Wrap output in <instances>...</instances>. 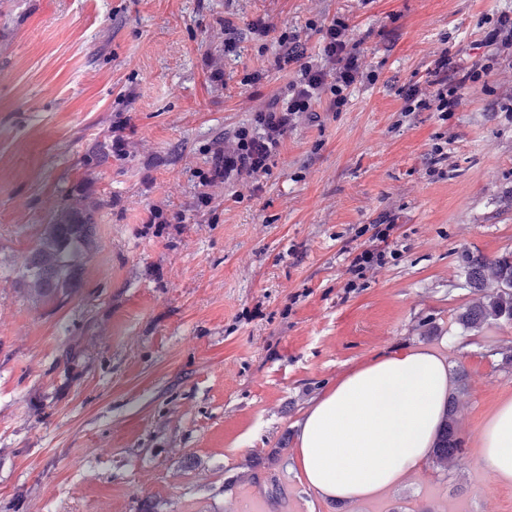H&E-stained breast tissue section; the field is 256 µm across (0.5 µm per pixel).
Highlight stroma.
<instances>
[{
	"mask_svg": "<svg viewBox=\"0 0 512 512\" xmlns=\"http://www.w3.org/2000/svg\"><path fill=\"white\" fill-rule=\"evenodd\" d=\"M511 8L0 0V512H246L254 499L267 512H512V484L477 460L483 426L512 399L497 354L512 325L455 321L475 299L469 258L512 254V55L447 119L401 115L403 88L440 53L481 62V18ZM336 16L370 81L343 111L317 103L268 174L201 187L216 149L295 75L250 23L299 33L314 58V25ZM228 17L240 28L230 54ZM116 132L127 156L99 164L93 146ZM77 194L98 204L97 247L67 298L31 305L26 254ZM155 208L172 223H150ZM388 216L391 258L345 291L349 250ZM421 348L466 371L463 454L371 500L316 495L298 421L349 371Z\"/></svg>",
	"mask_w": 512,
	"mask_h": 512,
	"instance_id": "1",
	"label": "stroma"
}]
</instances>
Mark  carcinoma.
I'll list each match as a JSON object with an SVG mask.
<instances>
[{
  "instance_id": "carcinoma-1",
  "label": "carcinoma",
  "mask_w": 512,
  "mask_h": 512,
  "mask_svg": "<svg viewBox=\"0 0 512 512\" xmlns=\"http://www.w3.org/2000/svg\"><path fill=\"white\" fill-rule=\"evenodd\" d=\"M95 207L62 206L55 211L44 232L28 251L22 277L32 303L69 296L79 282L84 264L95 247ZM467 282L476 301L456 316L462 329L479 330L486 325L512 324V254L494 259L468 260ZM496 285L493 294L485 293ZM456 393L448 396L436 436L432 461L442 470L463 452L457 432V397L467 391V375L459 369L455 376Z\"/></svg>"
}]
</instances>
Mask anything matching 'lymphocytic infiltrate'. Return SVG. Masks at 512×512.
<instances>
[{"label": "lymphocytic infiltrate", "mask_w": 512, "mask_h": 512, "mask_svg": "<svg viewBox=\"0 0 512 512\" xmlns=\"http://www.w3.org/2000/svg\"><path fill=\"white\" fill-rule=\"evenodd\" d=\"M251 27L262 36L277 32L275 64L282 70L295 67L296 77L289 82L286 94L254 112L250 123L235 132L230 147L217 150L210 173L200 177L203 188L219 179L247 180L267 173L302 115L312 113L314 105L324 99L331 110L342 111L347 90L365 77L359 62L360 45L343 18H332L319 27L321 51L316 62L308 60L306 45L296 32L275 31L272 23L262 19L252 22ZM478 77V69L452 66L447 54H440L426 84L407 87L401 114L406 117L429 110L447 117L457 110L463 88Z\"/></svg>", "instance_id": "f902f5d3"}]
</instances>
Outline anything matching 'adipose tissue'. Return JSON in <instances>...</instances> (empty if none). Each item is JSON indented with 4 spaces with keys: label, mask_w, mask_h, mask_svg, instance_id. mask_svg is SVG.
Returning <instances> with one entry per match:
<instances>
[{
    "label": "adipose tissue",
    "mask_w": 512,
    "mask_h": 512,
    "mask_svg": "<svg viewBox=\"0 0 512 512\" xmlns=\"http://www.w3.org/2000/svg\"><path fill=\"white\" fill-rule=\"evenodd\" d=\"M448 365L423 349L387 355L345 375L298 423L299 461L320 497H375L429 459L448 399ZM478 456L512 483V399L487 422Z\"/></svg>",
    "instance_id": "1"
}]
</instances>
